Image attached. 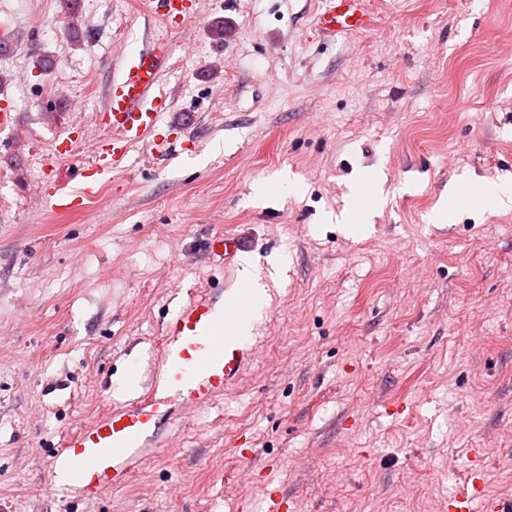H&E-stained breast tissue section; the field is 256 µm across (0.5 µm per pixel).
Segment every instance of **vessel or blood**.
<instances>
[{
  "mask_svg": "<svg viewBox=\"0 0 512 512\" xmlns=\"http://www.w3.org/2000/svg\"><path fill=\"white\" fill-rule=\"evenodd\" d=\"M317 16L321 33L333 38L372 29L375 17L369 0H323ZM154 15L173 22L182 17L184 0H148ZM172 55L170 42L157 37L129 61L123 62L101 115L120 144L97 148L92 163L81 173L80 197L98 195L104 177L124 161L130 145L142 141L170 104L160 93L161 71ZM244 248L239 238L218 236L207 245L209 260L232 264ZM240 310L222 295L198 292L169 320L164 329L160 374L163 384L134 404H119L91 424L64 437L49 462L52 486L64 488L87 502L121 485L130 468L142 458L174 408L197 410L223 395L224 386L240 376L252 360L224 329ZM512 512V499L483 493L480 469L462 473L448 497V512Z\"/></svg>",
  "mask_w": 512,
  "mask_h": 512,
  "instance_id": "obj_1",
  "label": "vessel or blood"
}]
</instances>
